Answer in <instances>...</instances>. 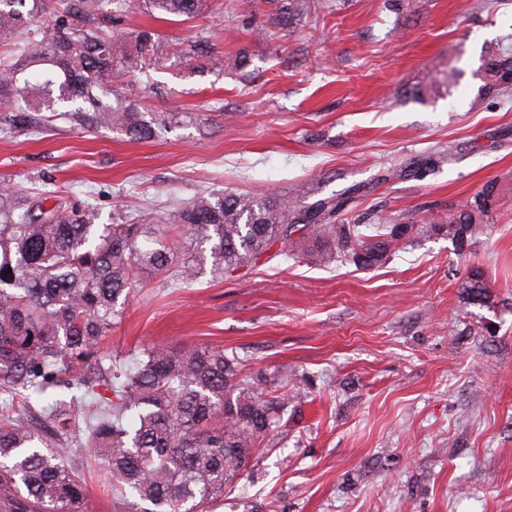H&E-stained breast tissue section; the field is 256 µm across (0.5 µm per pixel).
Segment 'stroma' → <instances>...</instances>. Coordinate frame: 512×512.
I'll use <instances>...</instances> for the list:
<instances>
[{
    "mask_svg": "<svg viewBox=\"0 0 512 512\" xmlns=\"http://www.w3.org/2000/svg\"><path fill=\"white\" fill-rule=\"evenodd\" d=\"M238 2L176 23L132 0L119 30L207 37L223 70L131 77L124 93L144 111L180 115L152 141L61 119L0 133V180L91 207L100 224L224 190L333 196L340 224H428L493 185L465 252L431 235L367 270L276 258L221 281L154 278L104 351L220 347L264 374L258 390L287 396L217 512H512V94L481 93L474 76L512 33V0H310L288 28L265 0ZM472 271L489 286L480 305L461 286Z\"/></svg>",
    "mask_w": 512,
    "mask_h": 512,
    "instance_id": "stroma-1",
    "label": "stroma"
}]
</instances>
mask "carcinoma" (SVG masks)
<instances>
[{
	"label": "carcinoma",
	"mask_w": 512,
	"mask_h": 512,
	"mask_svg": "<svg viewBox=\"0 0 512 512\" xmlns=\"http://www.w3.org/2000/svg\"><path fill=\"white\" fill-rule=\"evenodd\" d=\"M124 0H0V43L17 55L0 64V110L13 128L36 134L55 117L88 131L120 130L151 140L174 114L152 117L121 95V79L171 59L224 68L203 39L172 52L150 29L119 45ZM283 26L307 18L306 0H266ZM148 14L186 22L201 0H141ZM481 92L512 89V48H485L476 72ZM486 188L418 228L387 220L370 234L336 223L334 197L312 204L285 196L215 191L197 196L166 224H96L92 211L42 209L44 199L0 184V512H80L89 460L118 482L128 512H212L224 489L244 478L288 408L251 385L243 364L224 350L163 344L130 358L101 351V340L146 279L171 274L194 281L205 270L224 278L260 257L307 253L317 265L385 263L402 240L435 233L455 249L482 233L491 204ZM483 303L479 272L462 283Z\"/></svg>",
	"instance_id": "cac0c4a2"
}]
</instances>
